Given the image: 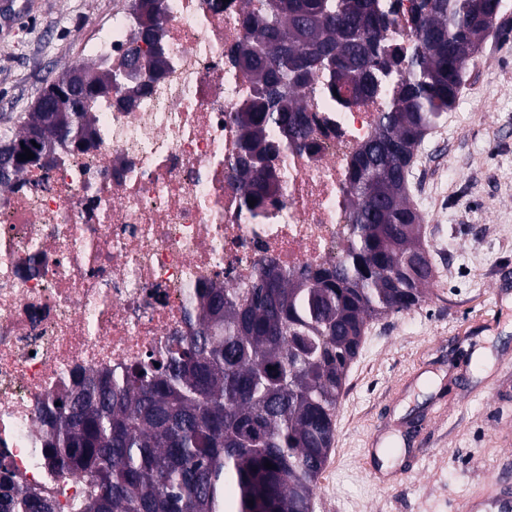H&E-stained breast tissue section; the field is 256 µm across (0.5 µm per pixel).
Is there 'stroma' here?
<instances>
[{"instance_id": "obj_1", "label": "stroma", "mask_w": 512, "mask_h": 512, "mask_svg": "<svg viewBox=\"0 0 512 512\" xmlns=\"http://www.w3.org/2000/svg\"><path fill=\"white\" fill-rule=\"evenodd\" d=\"M114 0H0V135L71 67ZM435 278L369 322L311 512H457L491 480L512 512V9L410 168Z\"/></svg>"}]
</instances>
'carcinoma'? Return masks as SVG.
Listing matches in <instances>:
<instances>
[{
	"instance_id": "carcinoma-1",
	"label": "carcinoma",
	"mask_w": 512,
	"mask_h": 512,
	"mask_svg": "<svg viewBox=\"0 0 512 512\" xmlns=\"http://www.w3.org/2000/svg\"><path fill=\"white\" fill-rule=\"evenodd\" d=\"M502 11L503 0H425L412 18L410 47L385 39L380 0H265L261 13L247 16L245 41L257 51L238 61L254 72L255 86L235 122L242 153L260 159L242 172L244 200L254 207L277 189L266 165L272 135L300 146L305 109L286 90L305 87L315 73L330 97L389 89L374 138L351 163L343 259L288 276L262 260L242 294L198 288L190 335L40 403L48 470L89 481L81 512H310L367 322L428 298L433 267L409 201L410 162L455 104L468 63ZM74 71L82 83L112 82L108 63ZM94 101L25 113L3 138L11 162L0 188L29 167L46 168L45 155L94 130ZM27 148L35 157L20 159ZM0 512L56 506L19 490L3 467Z\"/></svg>"
}]
</instances>
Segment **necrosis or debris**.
Returning a JSON list of instances; mask_svg holds the SVG:
<instances>
[{"label": "necrosis or debris", "instance_id": "4bbe7bcc", "mask_svg": "<svg viewBox=\"0 0 512 512\" xmlns=\"http://www.w3.org/2000/svg\"><path fill=\"white\" fill-rule=\"evenodd\" d=\"M263 2L164 0L163 74L131 110L99 98L92 144L59 145L50 168L0 192V463L57 512H74L86 484L43 464L39 402L187 334L190 290L248 287L263 256L290 272L342 258L351 162L387 99L339 101L311 81L307 144L276 145L279 188L249 210L234 114L254 76L236 47ZM136 33L129 0H117L83 49L117 70Z\"/></svg>", "mask_w": 512, "mask_h": 512}]
</instances>
